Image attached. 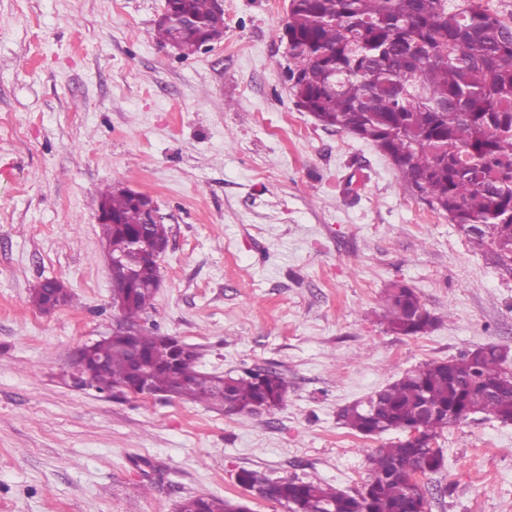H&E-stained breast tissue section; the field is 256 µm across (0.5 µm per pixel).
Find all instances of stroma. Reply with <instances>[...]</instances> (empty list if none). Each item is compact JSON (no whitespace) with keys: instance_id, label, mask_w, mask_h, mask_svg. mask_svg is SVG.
I'll return each instance as SVG.
<instances>
[{"instance_id":"35a3bbf8","label":"stroma","mask_w":512,"mask_h":512,"mask_svg":"<svg viewBox=\"0 0 512 512\" xmlns=\"http://www.w3.org/2000/svg\"><path fill=\"white\" fill-rule=\"evenodd\" d=\"M289 0H224V37L182 58L157 43L165 0H0V512H178L205 495L286 512L249 470L360 488L364 437L339 411L415 365L512 351V276L406 191L374 144L299 110L281 39ZM109 186L157 202L170 228L141 319L197 346L200 370L288 381L277 409L122 398L70 379L111 334L96 215ZM47 279L71 300L29 301ZM437 317L388 332L394 281ZM429 512H512V422L445 430Z\"/></svg>"}]
</instances>
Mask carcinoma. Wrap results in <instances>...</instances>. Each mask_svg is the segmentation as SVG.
<instances>
[{
    "instance_id": "cac0c4a2",
    "label": "carcinoma",
    "mask_w": 512,
    "mask_h": 512,
    "mask_svg": "<svg viewBox=\"0 0 512 512\" xmlns=\"http://www.w3.org/2000/svg\"><path fill=\"white\" fill-rule=\"evenodd\" d=\"M195 26L156 25V39L188 57L224 35V12L213 0H168ZM289 80L294 95L326 128L379 147L401 184L486 250L512 274V26L481 0H297L285 24ZM101 202L118 223H100L104 242L117 248L140 234L154 248L169 241L164 223H144L141 209L120 188ZM161 278L153 252L142 254L120 293L119 316L136 327L85 344L82 385L124 396L147 389L152 397H178L255 415L283 404L288 381L271 368L248 367L218 376L196 368V347L140 326ZM62 282L35 286L30 302L50 311L70 301ZM388 331L421 336L436 319L417 292L392 282L380 297ZM512 421V372L503 348L487 345L447 361L404 372L364 400L344 407L343 424L365 436L403 437L368 453L369 473L350 492L329 484L281 478L266 483L265 497L287 512H426L419 484L407 470L426 476L444 467L432 443L444 430L475 414ZM414 429L420 438L410 440ZM230 498L194 496L179 512H240Z\"/></svg>"
}]
</instances>
